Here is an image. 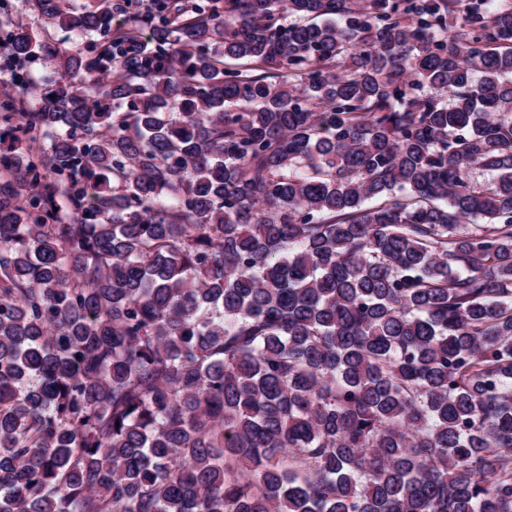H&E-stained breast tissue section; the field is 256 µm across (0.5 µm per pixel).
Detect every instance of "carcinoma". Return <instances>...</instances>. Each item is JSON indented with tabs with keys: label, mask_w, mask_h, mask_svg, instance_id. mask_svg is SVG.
Here are the masks:
<instances>
[{
	"label": "carcinoma",
	"mask_w": 512,
	"mask_h": 512,
	"mask_svg": "<svg viewBox=\"0 0 512 512\" xmlns=\"http://www.w3.org/2000/svg\"><path fill=\"white\" fill-rule=\"evenodd\" d=\"M30 2L0 512H512V3ZM56 66L57 61L55 59L49 56H40L30 63H25L22 71H25V74L28 75L29 80L34 86V92H36L41 87L42 78L45 75L52 74Z\"/></svg>",
	"instance_id": "1"
}]
</instances>
